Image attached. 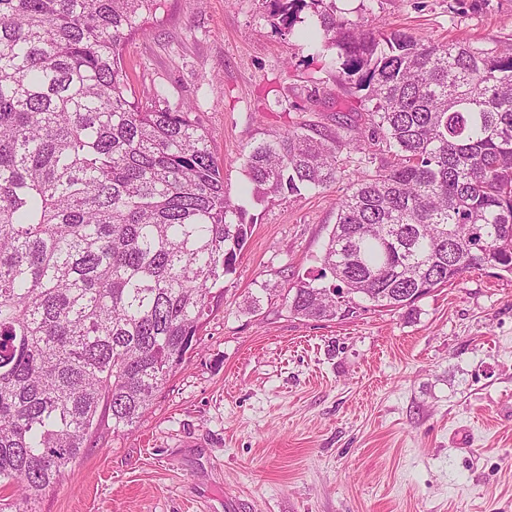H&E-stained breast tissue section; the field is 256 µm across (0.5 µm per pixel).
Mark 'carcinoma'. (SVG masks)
I'll list each match as a JSON object with an SVG mask.
<instances>
[{"label":"carcinoma","instance_id":"1","mask_svg":"<svg viewBox=\"0 0 512 512\" xmlns=\"http://www.w3.org/2000/svg\"><path fill=\"white\" fill-rule=\"evenodd\" d=\"M162 6L0 0V488L24 503L82 457L101 402L114 433L148 411L251 230L193 107L137 97L123 49ZM305 10L369 129L289 311L346 319L471 270L512 276V52L364 30L336 0H285L288 27ZM343 145L289 130L248 153L246 176L263 194L327 187Z\"/></svg>","mask_w":512,"mask_h":512}]
</instances>
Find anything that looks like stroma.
I'll return each mask as SVG.
<instances>
[{
	"label": "stroma",
	"mask_w": 512,
	"mask_h": 512,
	"mask_svg": "<svg viewBox=\"0 0 512 512\" xmlns=\"http://www.w3.org/2000/svg\"><path fill=\"white\" fill-rule=\"evenodd\" d=\"M425 42L512 46V0H336ZM136 91L199 112L254 217L196 349L133 426L111 413L36 512H512V277L465 273L398 311L314 321L284 293L316 275L347 179L247 193L249 150L365 128L349 86L289 34L278 0H166L124 48ZM267 285L259 309L247 300Z\"/></svg>",
	"instance_id": "1"
}]
</instances>
